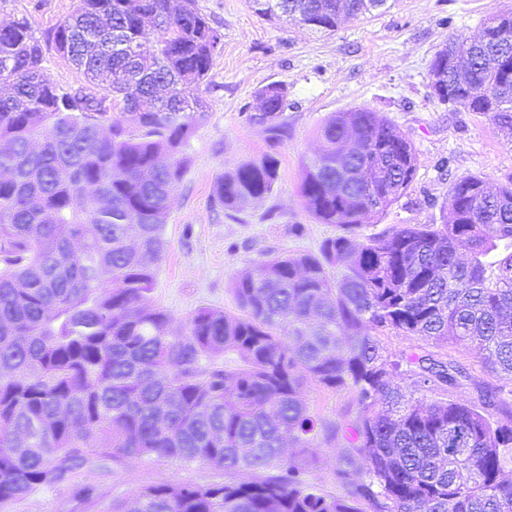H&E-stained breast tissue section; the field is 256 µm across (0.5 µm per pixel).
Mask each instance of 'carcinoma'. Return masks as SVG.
<instances>
[{
  "label": "carcinoma",
  "mask_w": 512,
  "mask_h": 512,
  "mask_svg": "<svg viewBox=\"0 0 512 512\" xmlns=\"http://www.w3.org/2000/svg\"><path fill=\"white\" fill-rule=\"evenodd\" d=\"M250 3L330 31L387 0ZM221 39L194 0L175 12L169 0H79L47 38L83 79L72 94L47 75L28 20L0 28V508L70 483L93 456H154L241 478L152 485L112 512H512V185L463 177L446 223L362 236L363 218L405 194L417 156L379 113L338 112L302 164L306 211L336 227L319 254L252 262L232 281L237 315L199 307L176 331L150 304L194 90ZM429 75L440 101L512 137V12L478 41L450 39ZM258 97L255 119L280 138L286 89ZM107 100L137 129L101 124ZM278 169L272 155L242 162L215 198L228 210L261 200ZM383 332L462 346L497 384L450 399L471 368L392 352ZM307 380L356 392L357 410L318 419ZM332 441L334 494L312 476Z\"/></svg>",
  "instance_id": "cac0c4a2"
}]
</instances>
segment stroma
Wrapping results in <instances>:
<instances>
[{"instance_id":"35a3bbf8","label":"stroma","mask_w":512,"mask_h":512,"mask_svg":"<svg viewBox=\"0 0 512 512\" xmlns=\"http://www.w3.org/2000/svg\"><path fill=\"white\" fill-rule=\"evenodd\" d=\"M78 0H0V25L28 18L43 38ZM197 10L222 35L208 78L196 91L202 115L185 153L182 184L165 226L167 247L150 295L168 310L174 329L196 308L235 314L233 277L261 254L318 252L333 226L316 221L300 194L301 164L319 148L318 131L339 112L366 108L385 116L413 144L417 171L387 211L363 222L364 233L396 224H441L448 187L484 177L491 188L512 183V139L487 118L441 103L429 68L450 37L478 38L485 20L512 9V0H388L374 17L348 19L332 32L260 18L248 0H196ZM272 84L287 89L278 117L283 137L254 121L256 95ZM271 154L279 180L266 198L229 211L214 188L224 171ZM303 225L294 235L293 225ZM93 496L69 487L39 489L4 512H112L115 502L163 483L223 481L222 470L155 457L106 459L84 468Z\"/></svg>"}]
</instances>
